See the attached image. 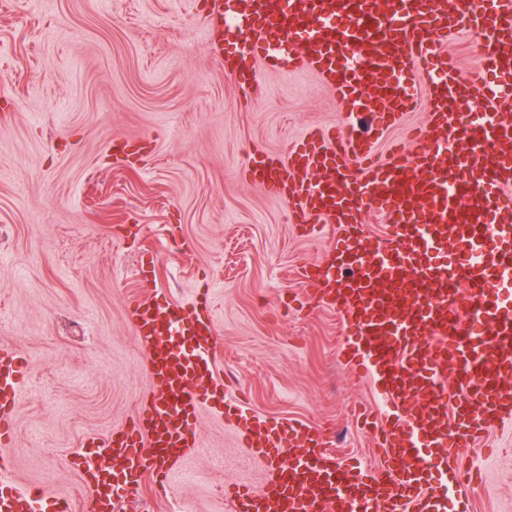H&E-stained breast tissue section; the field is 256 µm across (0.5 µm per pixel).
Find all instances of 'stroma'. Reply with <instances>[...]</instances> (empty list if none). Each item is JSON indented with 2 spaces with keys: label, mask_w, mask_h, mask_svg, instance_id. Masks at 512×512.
<instances>
[{
  "label": "stroma",
  "mask_w": 512,
  "mask_h": 512,
  "mask_svg": "<svg viewBox=\"0 0 512 512\" xmlns=\"http://www.w3.org/2000/svg\"><path fill=\"white\" fill-rule=\"evenodd\" d=\"M205 0H0V340L27 361L13 411L20 489L66 494L91 512L74 465L88 437L130 424L150 398L136 300L191 305L211 291L213 376L241 416L331 428L339 461L377 467L362 415L384 398L340 349L350 329L294 272L327 264L330 225L304 230L247 173L339 117L303 67L242 63L263 83L244 97L221 62ZM129 140L136 154L114 152ZM151 271L139 278L143 253ZM199 442L164 495L151 478L119 512H234L236 484L267 476L237 422L203 408ZM470 512H512V423L460 440Z\"/></svg>",
  "instance_id": "1"
}]
</instances>
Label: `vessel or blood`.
Instances as JSON below:
<instances>
[{
    "instance_id": "b4317fda",
    "label": "vessel or blood",
    "mask_w": 512,
    "mask_h": 512,
    "mask_svg": "<svg viewBox=\"0 0 512 512\" xmlns=\"http://www.w3.org/2000/svg\"><path fill=\"white\" fill-rule=\"evenodd\" d=\"M229 46L266 67L299 64L350 110L380 129L430 99L427 124L410 144L375 159L376 144L344 121L315 129L287 156L258 155L255 181L293 202L299 224H330L328 267L298 269L312 296L352 330L345 348L383 383L387 410L375 437L381 463L369 471L324 451L325 430L291 421L244 423L246 447L267 459L260 487H239L236 512H443L430 475L447 477L459 435L512 420V0H214ZM480 32L474 47L492 74L485 112H458L469 95L442 44ZM385 216L388 239L367 248L366 211ZM455 248V263L436 255ZM132 326L149 349L153 391L130 428L88 438L109 449L116 470L76 459L94 491L92 512H113L117 489L165 476L196 446V421L210 393L209 316L179 305L137 301ZM455 367L456 399L439 379ZM26 376L19 350L0 343V512H71L67 498L24 493L13 480L10 416Z\"/></svg>"
}]
</instances>
